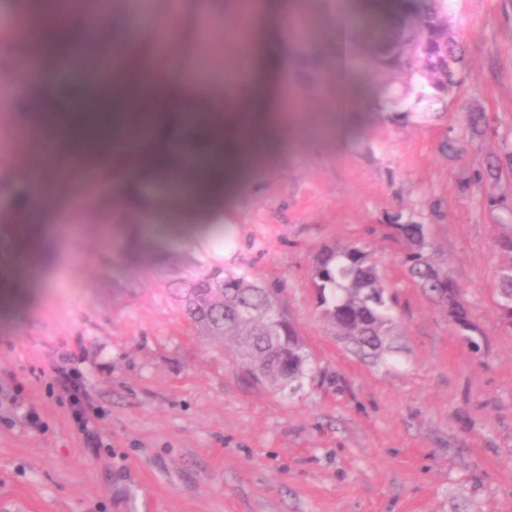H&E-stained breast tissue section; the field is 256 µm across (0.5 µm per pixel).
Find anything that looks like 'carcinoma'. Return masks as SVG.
Returning <instances> with one entry per match:
<instances>
[{
  "label": "carcinoma",
  "instance_id": "obj_1",
  "mask_svg": "<svg viewBox=\"0 0 512 512\" xmlns=\"http://www.w3.org/2000/svg\"><path fill=\"white\" fill-rule=\"evenodd\" d=\"M74 0H39L41 21L36 36L43 51L61 61L76 51V46L91 53L94 44H79L71 32ZM447 0H419V6L407 13L380 11L369 23L351 13L342 41L348 47L365 42L381 53L389 38L412 23L428 27L426 39L399 56H379L377 70L399 69L405 77V89L399 92L393 83L379 85L373 111L383 113L392 122H403L421 103L430 109L444 104L448 89L429 80L416 81L419 72L409 64L418 57L448 60V82L456 80L463 65L459 42L442 34L433 20L447 11ZM48 108L63 114L68 126L78 128L95 114L103 132L101 147L112 152L122 144L112 135V88H77L64 100H51ZM27 183L19 178L0 196V205L20 209L27 197ZM393 234L412 244L401 261L407 275L426 297L452 317L463 342L472 350L480 349L474 337L475 326L465 303L463 290L448 272L424 253L422 224H393ZM495 247L509 256L501 266L495 285L499 316L512 329V232L495 239ZM0 253L15 263L20 259L16 229L0 224ZM198 272L185 280L169 273L164 255L155 257L153 267L161 285L173 292L187 319L209 335L229 341L237 358L245 361L253 383L269 384L285 390L309 370L310 357L294 323L279 301V289L247 280L243 275L224 271L223 263L209 258L194 261ZM311 280L318 307L329 325L356 356L373 360L391 351L390 337L395 329L391 298L370 253L357 245L327 246L316 256Z\"/></svg>",
  "mask_w": 512,
  "mask_h": 512
}]
</instances>
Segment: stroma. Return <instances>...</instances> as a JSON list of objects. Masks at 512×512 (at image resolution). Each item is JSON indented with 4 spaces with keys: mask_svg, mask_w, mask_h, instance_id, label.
Returning <instances> with one entry per match:
<instances>
[{
    "mask_svg": "<svg viewBox=\"0 0 512 512\" xmlns=\"http://www.w3.org/2000/svg\"><path fill=\"white\" fill-rule=\"evenodd\" d=\"M225 0H185L194 36L168 46L235 76L241 46ZM336 0H316L296 52L317 51ZM465 60L437 114L393 124L372 112L376 79L358 71L355 124L327 132L336 75L301 64L268 79L274 97L297 95L276 142L222 191L211 240L224 267L279 287L310 355L295 392L252 385L228 346L188 322L155 280L158 252L198 254L191 228L162 184L153 207L113 206L105 177L90 178L59 210L56 247L20 264V294L0 304V512H512V331L500 321L493 246L512 227V172L479 181L491 156L512 151V0H448ZM20 76L0 77V184L21 158ZM484 113L483 134L468 115ZM456 149L443 152L445 138ZM424 225L427 251L464 291L481 350L463 345L448 315L407 276L406 242L391 218ZM144 225L140 258L124 253L126 225ZM358 245L378 262L394 299L402 353L374 365L354 356L316 305L309 272L323 245ZM133 281L111 287L107 275ZM94 411L98 445L79 432L65 382ZM40 416L26 423L28 410Z\"/></svg>",
    "mask_w": 512,
    "mask_h": 512,
    "instance_id": "obj_1",
    "label": "stroma"
}]
</instances>
